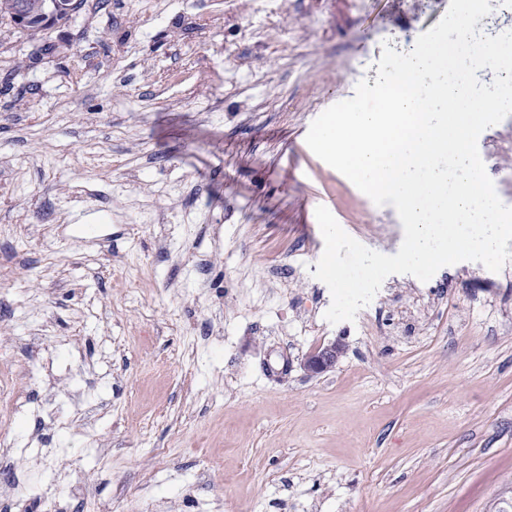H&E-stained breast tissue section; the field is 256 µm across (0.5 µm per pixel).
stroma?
<instances>
[{"label":"stroma","mask_w":512,"mask_h":512,"mask_svg":"<svg viewBox=\"0 0 512 512\" xmlns=\"http://www.w3.org/2000/svg\"><path fill=\"white\" fill-rule=\"evenodd\" d=\"M449 4L84 0L35 34L0 19V369L24 396L0 448L29 512L512 503V260L390 275L329 323L316 208L386 255L404 232L296 149ZM478 149L512 206V115ZM337 339L335 368L303 369Z\"/></svg>","instance_id":"35a3bbf8"}]
</instances>
